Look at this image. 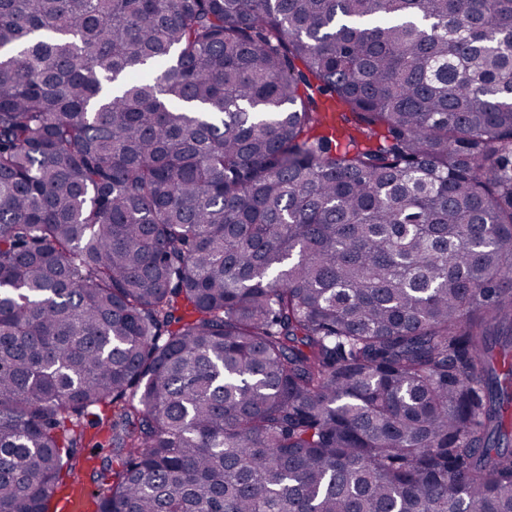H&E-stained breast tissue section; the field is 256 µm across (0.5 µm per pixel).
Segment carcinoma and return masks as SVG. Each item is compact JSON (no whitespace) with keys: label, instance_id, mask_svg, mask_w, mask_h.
Returning <instances> with one entry per match:
<instances>
[{"label":"carcinoma","instance_id":"obj_1","mask_svg":"<svg viewBox=\"0 0 512 512\" xmlns=\"http://www.w3.org/2000/svg\"><path fill=\"white\" fill-rule=\"evenodd\" d=\"M512 512V0H0V512ZM81 426L80 429L83 430L85 434V444L86 448L83 449V455L87 458L86 462H84L83 468H81V472L78 474L82 478V485L84 487L85 492L91 501V494L96 493L98 491V485L94 483L91 479L92 468L99 465V458L97 454L101 452L99 448H92V446L96 442L104 443V435L98 433V429L96 426H93V417L87 416L81 418L80 420Z\"/></svg>","mask_w":512,"mask_h":512}]
</instances>
